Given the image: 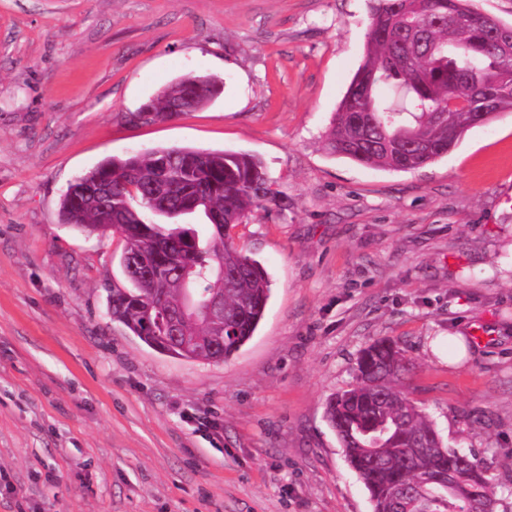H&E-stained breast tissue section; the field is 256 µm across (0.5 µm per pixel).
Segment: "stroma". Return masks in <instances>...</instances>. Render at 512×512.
I'll return each mask as SVG.
<instances>
[{"label": "stroma", "mask_w": 512, "mask_h": 512, "mask_svg": "<svg viewBox=\"0 0 512 512\" xmlns=\"http://www.w3.org/2000/svg\"><path fill=\"white\" fill-rule=\"evenodd\" d=\"M371 5L0 0V512H373L325 407L379 339L448 447L512 482V112L414 171L328 154ZM187 75L223 90L138 119ZM173 147L253 155L273 196L232 231L271 292L221 363L112 321L124 241L60 213L105 158Z\"/></svg>", "instance_id": "35a3bbf8"}]
</instances>
